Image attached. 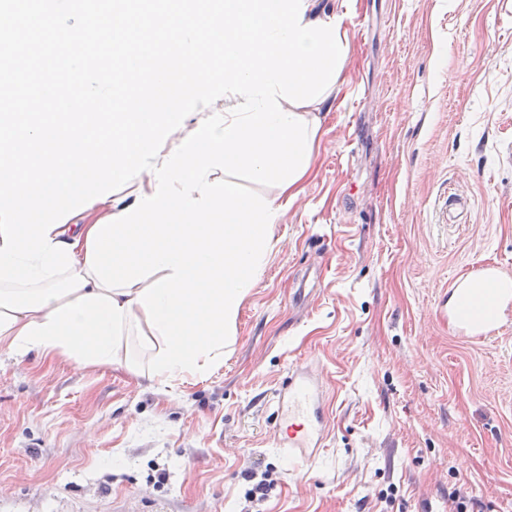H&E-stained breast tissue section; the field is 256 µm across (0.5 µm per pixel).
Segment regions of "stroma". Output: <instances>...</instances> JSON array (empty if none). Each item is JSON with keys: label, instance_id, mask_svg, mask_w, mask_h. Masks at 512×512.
Listing matches in <instances>:
<instances>
[{"label": "stroma", "instance_id": "obj_1", "mask_svg": "<svg viewBox=\"0 0 512 512\" xmlns=\"http://www.w3.org/2000/svg\"><path fill=\"white\" fill-rule=\"evenodd\" d=\"M346 29L223 364L155 388L0 354V512H512V323L475 343L437 315L474 266L512 270V0H355ZM311 361L329 435L302 463L273 398Z\"/></svg>", "mask_w": 512, "mask_h": 512}]
</instances>
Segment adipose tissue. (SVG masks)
I'll return each instance as SVG.
<instances>
[{
  "label": "adipose tissue",
  "instance_id": "adipose-tissue-1",
  "mask_svg": "<svg viewBox=\"0 0 512 512\" xmlns=\"http://www.w3.org/2000/svg\"><path fill=\"white\" fill-rule=\"evenodd\" d=\"M141 285L106 290L91 279L81 290L39 311L12 312L0 307V353L22 361L29 353L80 367L118 364L147 378L148 361L159 352L158 330L149 328L137 304ZM152 378V377H149ZM164 385L168 376L152 378Z\"/></svg>",
  "mask_w": 512,
  "mask_h": 512
}]
</instances>
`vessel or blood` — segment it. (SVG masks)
I'll list each match as a JSON object with an SVG mask.
<instances>
[{"label":"vessel or blood","instance_id":"b4317fda","mask_svg":"<svg viewBox=\"0 0 512 512\" xmlns=\"http://www.w3.org/2000/svg\"><path fill=\"white\" fill-rule=\"evenodd\" d=\"M439 314L462 338L491 339L512 321V272L482 264L454 280ZM323 374L314 364L288 371L275 394L277 448L293 459L314 458L328 434Z\"/></svg>","mask_w":512,"mask_h":512}]
</instances>
